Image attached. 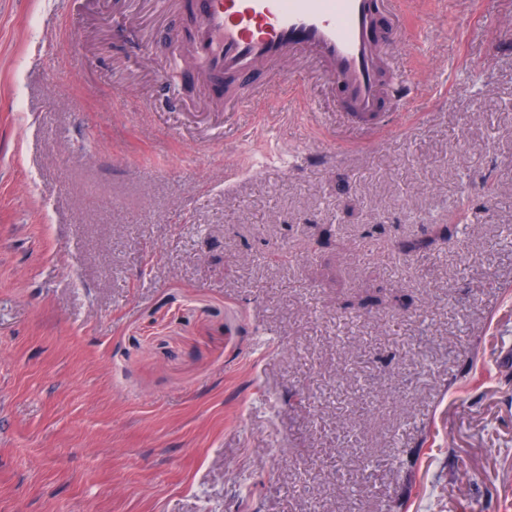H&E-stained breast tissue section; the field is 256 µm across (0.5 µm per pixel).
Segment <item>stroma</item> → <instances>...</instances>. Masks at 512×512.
<instances>
[{"label": "stroma", "instance_id": "1", "mask_svg": "<svg viewBox=\"0 0 512 512\" xmlns=\"http://www.w3.org/2000/svg\"><path fill=\"white\" fill-rule=\"evenodd\" d=\"M188 24L0 0V512H512V0H407L369 136Z\"/></svg>", "mask_w": 512, "mask_h": 512}]
</instances>
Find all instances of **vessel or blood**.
I'll list each match as a JSON object with an SVG mask.
<instances>
[{
    "mask_svg": "<svg viewBox=\"0 0 512 512\" xmlns=\"http://www.w3.org/2000/svg\"><path fill=\"white\" fill-rule=\"evenodd\" d=\"M188 6L192 28L174 51L196 57L214 82L260 68L312 63L342 90L338 110L362 128L379 126L383 99L408 110L413 75L398 67L393 23L404 0H168Z\"/></svg>",
    "mask_w": 512,
    "mask_h": 512,
    "instance_id": "vessel-or-blood-1",
    "label": "vessel or blood"
}]
</instances>
